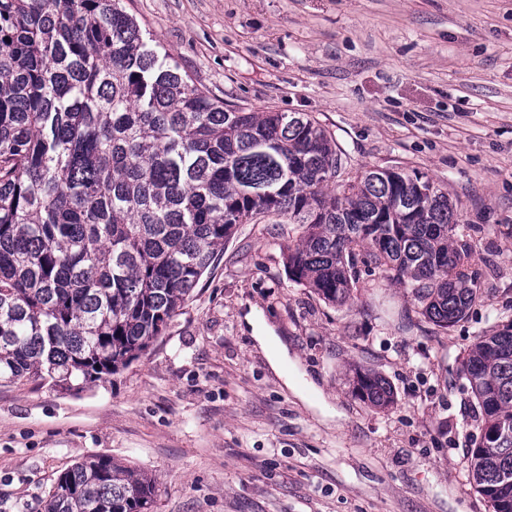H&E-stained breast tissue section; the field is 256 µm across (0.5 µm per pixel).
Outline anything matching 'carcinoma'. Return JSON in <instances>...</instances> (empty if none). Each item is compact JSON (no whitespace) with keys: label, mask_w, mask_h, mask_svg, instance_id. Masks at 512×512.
Instances as JSON below:
<instances>
[{"label":"carcinoma","mask_w":512,"mask_h":512,"mask_svg":"<svg viewBox=\"0 0 512 512\" xmlns=\"http://www.w3.org/2000/svg\"><path fill=\"white\" fill-rule=\"evenodd\" d=\"M301 235L289 279L350 300L357 257L448 328L477 287L457 208L417 171L346 175L332 135L300 112L226 108L142 31L124 0H0V382L104 384L169 328L242 224ZM499 429L471 480L512 512V323L462 360ZM353 393L394 401L357 371ZM156 479L107 454L57 478L42 512H151Z\"/></svg>","instance_id":"carcinoma-1"}]
</instances>
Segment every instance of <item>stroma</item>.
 <instances>
[{
	"label": "stroma",
	"instance_id": "1",
	"mask_svg": "<svg viewBox=\"0 0 512 512\" xmlns=\"http://www.w3.org/2000/svg\"><path fill=\"white\" fill-rule=\"evenodd\" d=\"M181 71L225 104L303 112L351 173L418 171L458 203L478 299L441 328L358 266L335 306L291 281L296 225H240L165 336L73 395L0 384V512H41L57 477L104 453L154 475L153 512H492L470 483L480 408L461 374L512 322V0H125ZM288 346L286 388L247 321ZM389 408L352 393L357 369ZM352 391L360 401L374 408H386L394 401L390 384L376 372L357 371Z\"/></svg>",
	"mask_w": 512,
	"mask_h": 512
}]
</instances>
